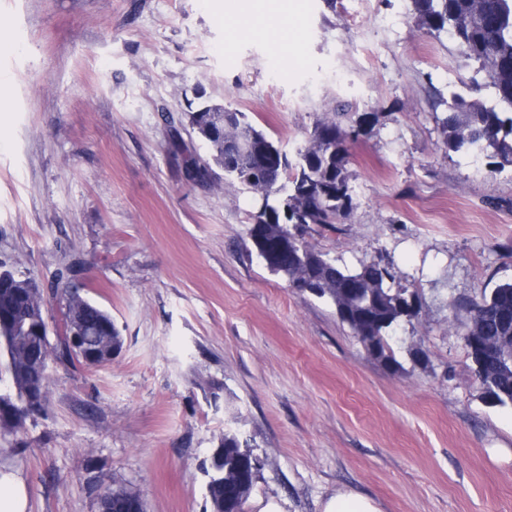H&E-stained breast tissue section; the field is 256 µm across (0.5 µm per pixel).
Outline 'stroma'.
<instances>
[{
    "mask_svg": "<svg viewBox=\"0 0 512 512\" xmlns=\"http://www.w3.org/2000/svg\"><path fill=\"white\" fill-rule=\"evenodd\" d=\"M227 2L0 0V263L45 289L72 265L123 337L105 366L51 362L0 464L28 512H97L99 473L147 512H211L204 467L235 410L266 459L244 512L271 497L321 512L339 489L381 512H512V407L487 402L452 305L512 279V169L443 144L447 101L489 96L474 65L412 0H286L232 35L214 15ZM199 93L290 154L322 112L365 116L353 210L306 239L418 289L397 333L426 364L390 371L332 305L248 256L254 198L192 173Z\"/></svg>",
    "mask_w": 512,
    "mask_h": 512,
    "instance_id": "obj_1",
    "label": "stroma"
}]
</instances>
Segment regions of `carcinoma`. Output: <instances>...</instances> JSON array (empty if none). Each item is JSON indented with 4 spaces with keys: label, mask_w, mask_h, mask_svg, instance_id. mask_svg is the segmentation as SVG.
<instances>
[{
    "label": "carcinoma",
    "mask_w": 512,
    "mask_h": 512,
    "mask_svg": "<svg viewBox=\"0 0 512 512\" xmlns=\"http://www.w3.org/2000/svg\"><path fill=\"white\" fill-rule=\"evenodd\" d=\"M417 24L431 34L449 31L461 53L478 64L486 84L475 83L477 89L493 91V103L453 98L442 123L444 145L448 150L470 151L484 155L489 165L502 170L512 167V0H412ZM346 112L327 110L315 124L307 144L296 156L287 159L284 169L269 168L251 172V163L275 147V142L237 110H224V135L213 133L196 115L186 113L187 123L208 144L215 166L224 169V179L238 182L259 197L262 212H277L283 203L303 214V224L296 225L299 256L286 258L270 268L288 282H323L316 298L334 305L339 320L346 324L363 350L395 372L404 370L402 354L415 356L411 348L395 334L401 320L402 303L408 288L396 281L389 267L375 262H360L355 268L331 260L332 274H326L323 259L328 254L309 246L300 230L314 224L334 229L352 211V195L344 148L346 137L359 133L360 125L341 128L340 118ZM12 280L21 291H0V311L6 324L0 326V381L8 378V386L0 389V402L14 407L21 418L32 413V392L47 387V370L37 364L14 365V356L28 344L41 340L45 325L43 309L34 302L41 289L0 264V284ZM53 295L66 297L72 289L70 268L55 273ZM418 294V291L411 292ZM468 313L465 336H489L495 340L498 356L489 359L475 379L486 394H493L498 405H512V280L499 283L490 292L453 306ZM224 459L213 466L224 470V478L235 476L241 458L253 453L251 439L239 430L224 431Z\"/></svg>",
    "instance_id": "cac0c4a2"
}]
</instances>
